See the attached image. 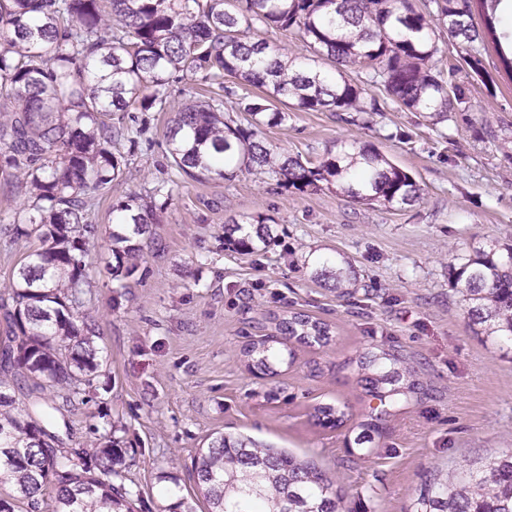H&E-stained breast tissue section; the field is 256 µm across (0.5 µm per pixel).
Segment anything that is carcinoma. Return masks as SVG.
Here are the masks:
<instances>
[{
	"label": "carcinoma",
	"instance_id": "cac0c4a2",
	"mask_svg": "<svg viewBox=\"0 0 512 512\" xmlns=\"http://www.w3.org/2000/svg\"><path fill=\"white\" fill-rule=\"evenodd\" d=\"M488 0H0V154L29 187L26 206L0 216L13 234L33 237L28 253L0 293L6 323L0 336V512H135L141 492L122 477L125 450L107 419L92 427L95 441L73 447L61 432L63 410L98 390L102 361L94 317L87 312L92 266L89 238L93 199L120 180L139 130L112 121L133 105L162 112L170 78L202 74L211 91L175 112L167 131L170 167L196 180L231 179L261 168L278 184L300 192L324 184L351 201L390 205L420 198L408 172L372 146H353L316 162L283 156L258 138L264 125L288 109L350 115L384 110L392 102L437 125L456 115L470 123V89L459 67L439 68L436 37L445 32L477 76L478 43L490 39L504 68L503 50ZM484 28L472 23L473 5ZM258 28L287 32L309 55L289 58L264 41ZM326 59L334 72L316 68ZM374 72L381 95L349 75ZM260 90L238 98L247 124L224 118L227 79ZM177 182L157 183L149 194L112 206V262L107 270L128 279L138 270L140 240L172 200ZM162 200L157 205L156 200ZM232 221L225 241L247 255L268 247L267 219ZM240 237H234L235 233ZM467 315L493 340H512V246L500 253L475 247L452 267ZM278 331L301 344L329 339L328 323L305 312L283 316ZM246 344L248 369H269L270 343ZM361 368L382 406L413 391L412 370L386 350L364 357ZM26 385V399L15 387ZM192 476L207 512H341L333 480L310 461L244 438L219 436L194 459ZM416 512H512V452L460 476L424 483Z\"/></svg>",
	"mask_w": 512,
	"mask_h": 512
}]
</instances>
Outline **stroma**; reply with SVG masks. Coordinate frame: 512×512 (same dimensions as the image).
I'll return each mask as SVG.
<instances>
[{"instance_id":"1","label":"stroma","mask_w":512,"mask_h":512,"mask_svg":"<svg viewBox=\"0 0 512 512\" xmlns=\"http://www.w3.org/2000/svg\"><path fill=\"white\" fill-rule=\"evenodd\" d=\"M482 62V76L458 74L478 106L472 117L512 123V77L493 44ZM202 86L174 76L165 111L123 115L141 135L122 180L94 207L88 307L103 366L97 396L64 413L73 442H89L101 414L122 424L124 482L140 490L142 512L195 499L191 464L221 434L314 462L346 512H413L427 475L512 449V342L487 340L469 321L450 271L473 247L512 244V144L475 139L458 117L428 125L393 104L354 123L289 110L263 127L267 144L313 161L376 147L416 178L420 199L366 206L328 189L294 193L259 169L187 178L144 241L137 273L112 280V205L171 177L168 121ZM257 214L275 243L252 256L227 248L225 224ZM342 257L355 281L345 293L315 276L319 261ZM294 309L329 323V341L275 345L270 371L251 372L242 348ZM380 348L403 355L415 391L373 432L366 423L380 402L358 362ZM327 404L344 412L342 425L318 420L315 407Z\"/></svg>"}]
</instances>
